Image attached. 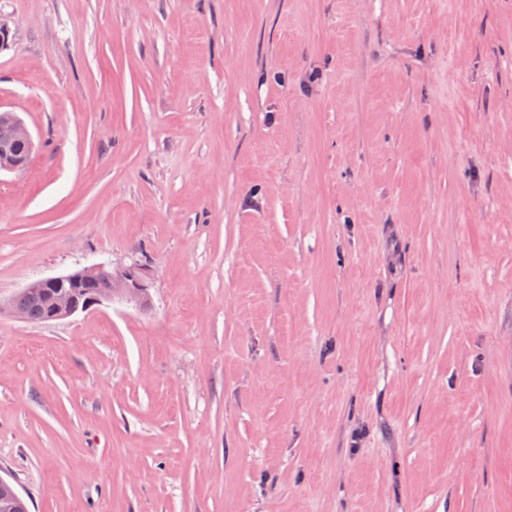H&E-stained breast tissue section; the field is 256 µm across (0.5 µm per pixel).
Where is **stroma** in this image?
Listing matches in <instances>:
<instances>
[{
	"instance_id": "stroma-1",
	"label": "stroma",
	"mask_w": 512,
	"mask_h": 512,
	"mask_svg": "<svg viewBox=\"0 0 512 512\" xmlns=\"http://www.w3.org/2000/svg\"><path fill=\"white\" fill-rule=\"evenodd\" d=\"M0 477L29 512H512V0H0ZM33 148V137L24 122L14 112L0 110V173L21 170ZM117 272L112 270V265L99 263L71 273L50 276L34 281L23 288L7 304V310L14 316L34 323H44L47 315V299L44 289L50 294V307L48 322L57 321L73 316L77 313H85L96 306L109 303L112 300V280H116ZM85 282H96L101 288L94 292L77 297L74 289ZM37 290V291H33ZM33 291V292H31ZM31 292L20 303L21 297ZM25 313V314H24ZM26 315V317H25Z\"/></svg>"
}]
</instances>
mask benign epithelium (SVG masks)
<instances>
[{"label": "benign epithelium", "instance_id": "7a95c632", "mask_svg": "<svg viewBox=\"0 0 512 512\" xmlns=\"http://www.w3.org/2000/svg\"><path fill=\"white\" fill-rule=\"evenodd\" d=\"M34 148L33 137L24 122L13 112L0 110V172L19 171L27 165ZM117 272L109 263H99L71 273L34 281L23 288L0 312L8 310L23 319L19 308L21 297L37 289L50 294L48 321H57L85 313L104 303L112 302V281Z\"/></svg>", "mask_w": 512, "mask_h": 512}]
</instances>
